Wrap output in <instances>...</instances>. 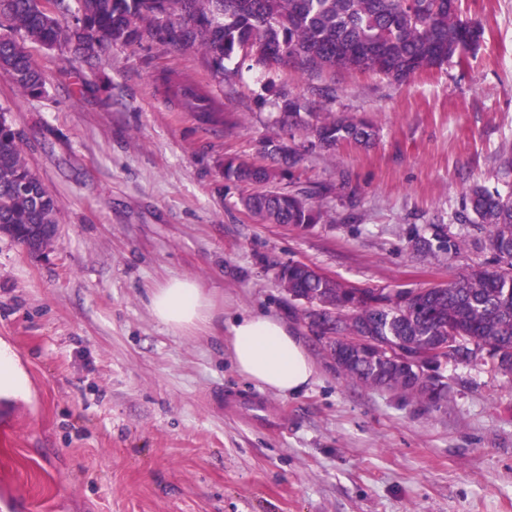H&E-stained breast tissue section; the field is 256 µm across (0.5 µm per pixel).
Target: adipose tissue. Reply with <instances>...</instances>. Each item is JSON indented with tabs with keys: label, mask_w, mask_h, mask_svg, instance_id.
Wrapping results in <instances>:
<instances>
[{
	"label": "adipose tissue",
	"mask_w": 512,
	"mask_h": 512,
	"mask_svg": "<svg viewBox=\"0 0 512 512\" xmlns=\"http://www.w3.org/2000/svg\"><path fill=\"white\" fill-rule=\"evenodd\" d=\"M149 308L176 333L212 317L210 295L189 278H173L153 290ZM229 344L237 372L263 389L294 396L315 380V365L302 337L275 316L246 313L237 317L230 326Z\"/></svg>",
	"instance_id": "adipose-tissue-1"
}]
</instances>
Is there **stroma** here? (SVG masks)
<instances>
[{"label":"stroma","mask_w":512,"mask_h":512,"mask_svg":"<svg viewBox=\"0 0 512 512\" xmlns=\"http://www.w3.org/2000/svg\"><path fill=\"white\" fill-rule=\"evenodd\" d=\"M461 9L484 26L479 50L405 84L289 67L220 83L196 51L149 37L74 66L30 46L48 80L41 98L0 73V103L59 205L46 254L0 235V342L28 381L26 398L0 396V497L23 496L30 512H512L511 379L448 361L435 408L365 387L327 358L275 276L301 261L360 288L420 290L492 262L461 217L472 185L512 192L500 173L512 149V0ZM167 75L207 86L222 123L171 111ZM278 86L309 111L373 121L377 140L332 159L305 149L282 123ZM275 135L303 147L283 188L319 189L334 223H258L225 183V157L259 160ZM435 226L466 249L414 253ZM173 277L210 293L208 325L176 334L154 318L149 296ZM249 312L302 336L316 368L305 393L238 374L229 326ZM220 391L261 394L287 431L225 411Z\"/></svg>","instance_id":"obj_1"}]
</instances>
